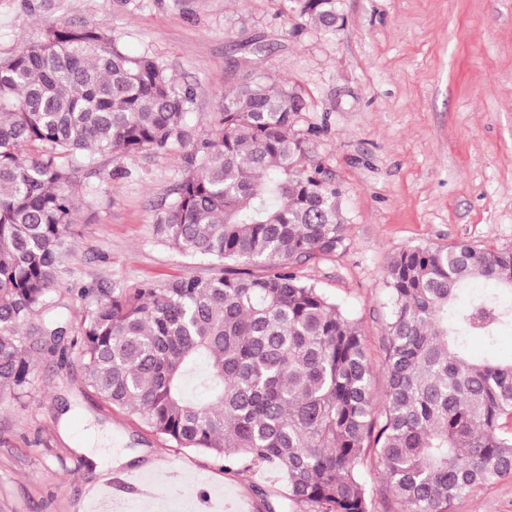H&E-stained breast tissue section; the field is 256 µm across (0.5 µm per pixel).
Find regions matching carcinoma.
Wrapping results in <instances>:
<instances>
[{
    "label": "carcinoma",
    "mask_w": 512,
    "mask_h": 512,
    "mask_svg": "<svg viewBox=\"0 0 512 512\" xmlns=\"http://www.w3.org/2000/svg\"><path fill=\"white\" fill-rule=\"evenodd\" d=\"M313 2L301 17L336 33L339 0ZM291 96L225 93L157 217L158 238L213 273L103 290L66 345L58 320L32 319L66 285L81 164L185 137L195 91L103 24L53 23L0 58V396L25 393L40 356L73 355L103 401L175 446L276 466L294 507L370 512L372 456L402 512H450L512 474V355L466 346L512 332V248L391 257L376 406L360 324L294 269L336 252L346 219ZM481 282L495 288L458 305Z\"/></svg>",
    "instance_id": "carcinoma-1"
}]
</instances>
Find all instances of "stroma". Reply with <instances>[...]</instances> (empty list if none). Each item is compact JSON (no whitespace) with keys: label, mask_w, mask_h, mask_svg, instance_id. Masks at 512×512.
Returning a JSON list of instances; mask_svg holds the SVG:
<instances>
[{"label":"stroma","mask_w":512,"mask_h":512,"mask_svg":"<svg viewBox=\"0 0 512 512\" xmlns=\"http://www.w3.org/2000/svg\"><path fill=\"white\" fill-rule=\"evenodd\" d=\"M340 11L345 25L331 35L297 18L291 0H0L2 57L45 24L101 22L197 92L186 137L100 157L82 176L94 204L76 214L69 286L50 301L68 331L90 305L80 289L210 275L154 224L225 92L247 76L302 99L295 129L343 191V247L295 269L361 324L375 400L386 389L390 258L462 239L512 248V0H340ZM118 453L149 466L163 512H210L218 490L233 512L290 510L274 467L243 459L228 472L175 447L104 403L77 363L45 355L23 396L0 399V512H87ZM451 512H512V476Z\"/></svg>","instance_id":"35a3bbf8"}]
</instances>
